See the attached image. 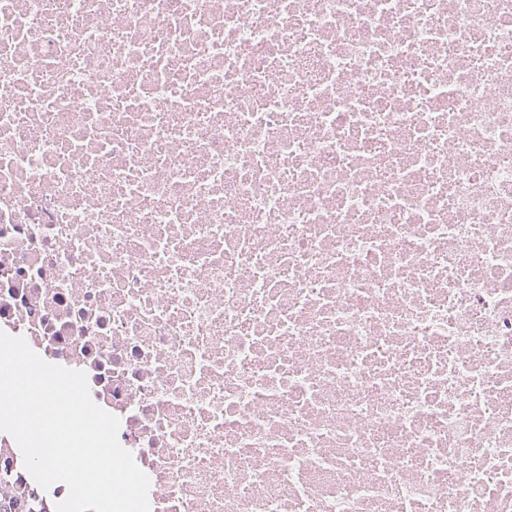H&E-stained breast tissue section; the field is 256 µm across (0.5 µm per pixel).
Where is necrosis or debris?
<instances>
[{
	"label": "necrosis or debris",
	"mask_w": 512,
	"mask_h": 512,
	"mask_svg": "<svg viewBox=\"0 0 512 512\" xmlns=\"http://www.w3.org/2000/svg\"><path fill=\"white\" fill-rule=\"evenodd\" d=\"M0 330L151 512H512V0H0Z\"/></svg>",
	"instance_id": "obj_1"
}]
</instances>
